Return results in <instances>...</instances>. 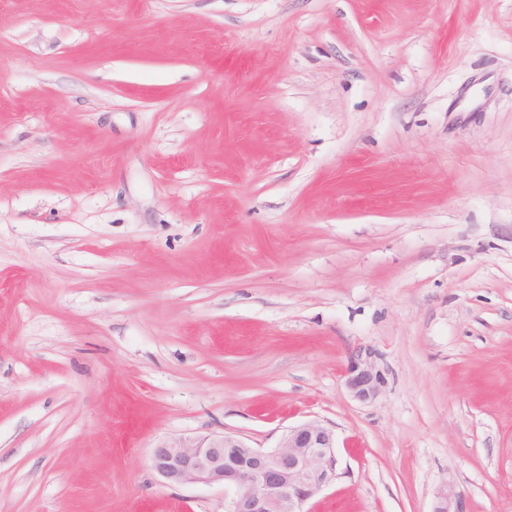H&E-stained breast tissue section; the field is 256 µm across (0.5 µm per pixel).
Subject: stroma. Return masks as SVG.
Masks as SVG:
<instances>
[{
  "mask_svg": "<svg viewBox=\"0 0 512 512\" xmlns=\"http://www.w3.org/2000/svg\"><path fill=\"white\" fill-rule=\"evenodd\" d=\"M309 420L310 512H512V0H0V512ZM375 359V351L366 346L356 347L349 356L345 385L359 400H372L380 392L383 381Z\"/></svg>",
  "mask_w": 512,
  "mask_h": 512,
  "instance_id": "stroma-1",
  "label": "stroma"
}]
</instances>
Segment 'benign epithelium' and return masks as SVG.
<instances>
[{
    "instance_id": "benign-epithelium-1",
    "label": "benign epithelium",
    "mask_w": 512,
    "mask_h": 512,
    "mask_svg": "<svg viewBox=\"0 0 512 512\" xmlns=\"http://www.w3.org/2000/svg\"><path fill=\"white\" fill-rule=\"evenodd\" d=\"M345 385L362 401L377 397L382 375L372 348L351 352ZM152 468L170 484L223 487L224 512H304L341 476L335 433L319 421L287 428L272 449L226 433L165 439L154 447ZM434 512H464L463 504L446 490Z\"/></svg>"
}]
</instances>
